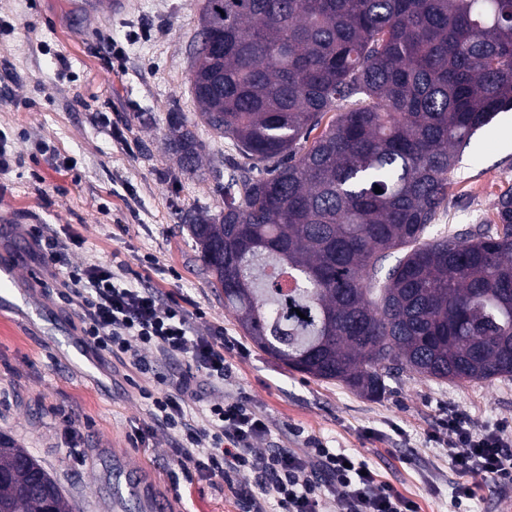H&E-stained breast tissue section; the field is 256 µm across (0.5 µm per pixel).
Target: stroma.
Masks as SVG:
<instances>
[{"instance_id": "obj_1", "label": "stroma", "mask_w": 512, "mask_h": 512, "mask_svg": "<svg viewBox=\"0 0 512 512\" xmlns=\"http://www.w3.org/2000/svg\"><path fill=\"white\" fill-rule=\"evenodd\" d=\"M201 0H0V261H14L30 307L50 321L0 311V434L39 460L75 512H243L223 479L184 473L174 437L157 428L142 389L163 393L179 365L137 371L95 350L89 371L69 362L81 337L73 306L58 295L50 250L31 231L70 241L69 261L125 264L158 260L153 285L168 292L202 333L223 327L231 371L224 397L247 396L270 435L258 449L299 448L313 436L361 453L420 512H457L444 444L430 433L449 414L480 431L512 423V378L439 383L405 373L371 400L269 357L244 335L213 288L190 237V215L224 206L216 185L238 154L208 126L194 133L210 167L183 174L168 148L170 115L194 120L191 45ZM512 184V111L499 113L462 149L438 228L495 221V200ZM146 441H135L136 430ZM134 496L116 501V481Z\"/></svg>"}]
</instances>
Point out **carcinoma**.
<instances>
[{"label": "carcinoma", "mask_w": 512, "mask_h": 512, "mask_svg": "<svg viewBox=\"0 0 512 512\" xmlns=\"http://www.w3.org/2000/svg\"><path fill=\"white\" fill-rule=\"evenodd\" d=\"M200 12L215 48L192 56L196 118L244 162L219 214L188 229L244 335L368 397L403 373L512 378V185L494 223L426 238L460 150L512 108V0H202ZM167 140L182 170L203 167L191 122L170 120ZM38 470L0 435L3 512H72L50 474L34 487Z\"/></svg>", "instance_id": "carcinoma-1"}]
</instances>
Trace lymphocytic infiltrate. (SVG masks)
Returning <instances> with one entry per match:
<instances>
[{"mask_svg": "<svg viewBox=\"0 0 512 512\" xmlns=\"http://www.w3.org/2000/svg\"><path fill=\"white\" fill-rule=\"evenodd\" d=\"M68 296L80 299L79 318L90 344L152 370L141 350L153 348L161 360H181L185 369L157 396L147 393L155 424L179 438L177 464L232 482L252 479L256 491L249 512H320L324 497H336L341 512H419L418 505L380 479L358 453L312 441L309 449L277 448L255 452L268 435L266 420L247 397L203 402L202 390L224 382V332L198 334L186 312L164 302L157 289L130 279L124 268L90 264L70 267L61 281ZM198 405L199 418L188 408ZM440 432L448 439V457L459 477L455 496L467 499L477 480L512 490V426L502 422L482 432L471 430L461 415L449 417Z\"/></svg>", "mask_w": 512, "mask_h": 512, "instance_id": "f902f5d3", "label": "lymphocytic infiltrate"}]
</instances>
